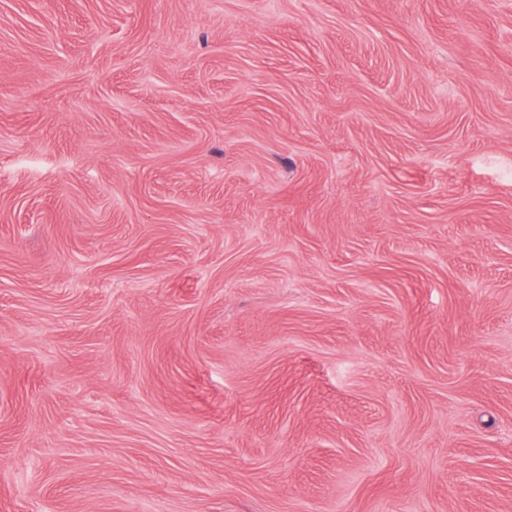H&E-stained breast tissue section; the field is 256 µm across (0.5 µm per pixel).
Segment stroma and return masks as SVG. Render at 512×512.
I'll return each mask as SVG.
<instances>
[{"mask_svg":"<svg viewBox=\"0 0 512 512\" xmlns=\"http://www.w3.org/2000/svg\"><path fill=\"white\" fill-rule=\"evenodd\" d=\"M0 512H512V0H0Z\"/></svg>","mask_w":512,"mask_h":512,"instance_id":"stroma-1","label":"stroma"}]
</instances>
